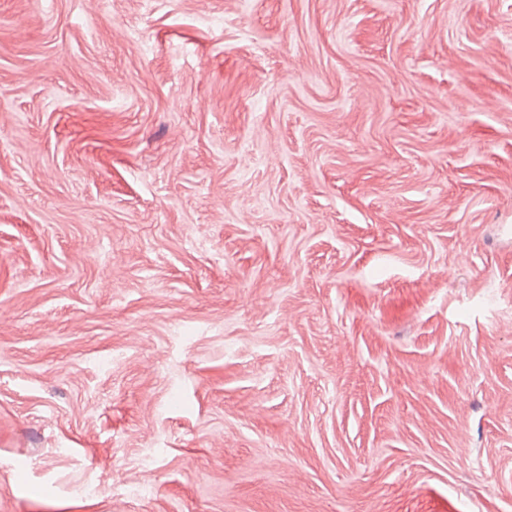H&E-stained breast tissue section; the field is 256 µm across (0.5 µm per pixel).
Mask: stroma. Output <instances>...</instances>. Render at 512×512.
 Wrapping results in <instances>:
<instances>
[{
	"label": "stroma",
	"instance_id": "1",
	"mask_svg": "<svg viewBox=\"0 0 512 512\" xmlns=\"http://www.w3.org/2000/svg\"><path fill=\"white\" fill-rule=\"evenodd\" d=\"M0 512H512V0H0Z\"/></svg>",
	"mask_w": 512,
	"mask_h": 512
}]
</instances>
